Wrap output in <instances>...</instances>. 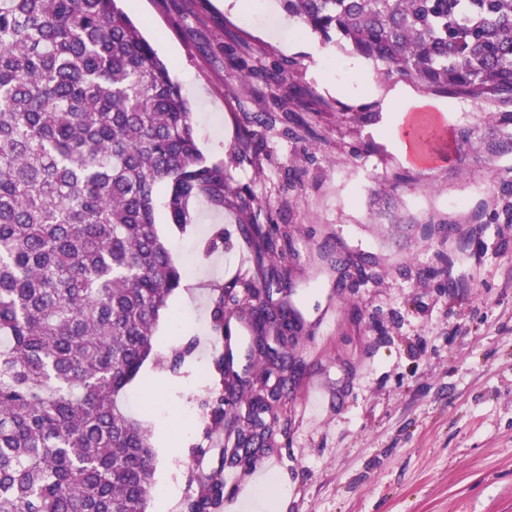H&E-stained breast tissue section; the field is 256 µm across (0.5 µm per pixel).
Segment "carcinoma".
I'll list each match as a JSON object with an SVG mask.
<instances>
[{"label": "carcinoma", "mask_w": 512, "mask_h": 512, "mask_svg": "<svg viewBox=\"0 0 512 512\" xmlns=\"http://www.w3.org/2000/svg\"><path fill=\"white\" fill-rule=\"evenodd\" d=\"M121 0H0V512H146L154 484L149 430L124 409L154 354V328L184 270L159 234L193 223L190 203L232 204L224 166L207 162L170 66ZM322 43L376 65L383 81L490 107L512 153V0H279ZM259 262L290 248L250 214ZM289 271L245 285L257 305L250 358L260 389L211 360L204 437L245 399L254 419L288 393V334L298 308L272 300ZM224 286L210 326L228 335ZM280 336L266 347L265 332ZM269 441L240 433L235 463ZM223 468L189 470L182 512L224 502Z\"/></svg>", "instance_id": "carcinoma-1"}]
</instances>
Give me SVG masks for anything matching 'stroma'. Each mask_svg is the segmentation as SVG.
I'll use <instances>...</instances> for the list:
<instances>
[{"instance_id":"stroma-1","label":"stroma","mask_w":512,"mask_h":512,"mask_svg":"<svg viewBox=\"0 0 512 512\" xmlns=\"http://www.w3.org/2000/svg\"><path fill=\"white\" fill-rule=\"evenodd\" d=\"M125 9L190 102L198 146L223 164L259 223L290 238L286 263L303 322L288 350L296 370L276 410L272 450L238 467L282 480L276 512H512V154L434 151L401 157L395 113L418 102L449 128L494 134L482 107L376 80L364 59L337 70L338 48L284 16L277 0H126ZM290 81L269 82L277 70ZM193 224L158 216L187 268L156 330L159 360L128 388V413L156 453L148 512H181L189 468L210 472L202 441L205 376L217 344L214 286L243 281L245 215L191 204ZM452 228L449 238L437 234ZM223 230L224 244L204 252ZM335 313L325 330V314ZM178 372L166 362L187 341ZM183 452L167 457V442ZM179 503L162 508L166 482Z\"/></svg>"}]
</instances>
